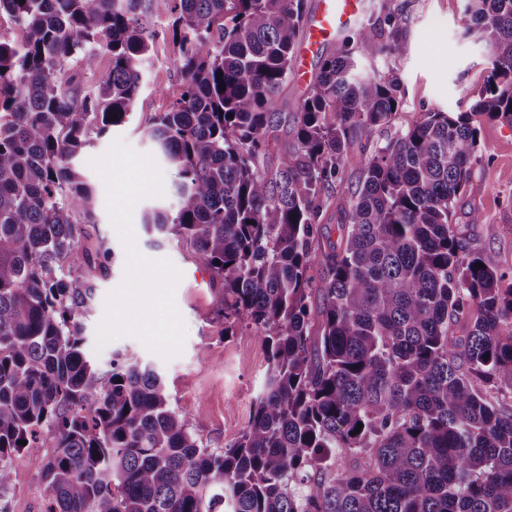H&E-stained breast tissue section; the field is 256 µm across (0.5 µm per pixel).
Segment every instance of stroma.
Returning a JSON list of instances; mask_svg holds the SVG:
<instances>
[{
    "label": "stroma",
    "mask_w": 512,
    "mask_h": 512,
    "mask_svg": "<svg viewBox=\"0 0 512 512\" xmlns=\"http://www.w3.org/2000/svg\"><path fill=\"white\" fill-rule=\"evenodd\" d=\"M405 22L399 34L410 47L400 58L381 53L360 60L362 70L381 76L397 75L402 103L390 126L363 133L347 150L351 164L344 173L346 187H355L359 162L367 149L418 121L424 113L470 112L488 74L490 50L486 42L463 36V0H399ZM145 25L156 37L142 63L143 89L130 118L105 134L90 133L77 167L97 191L100 203L91 224L86 225L79 251L95 268V300L83 319L88 348L100 364L112 353L153 364L161 373L172 406L191 416L192 429L212 449H223L246 425L254 397L265 375L266 351L253 328L239 325L224 333L216 311L220 296L210 285H195L197 265L189 247L173 238L146 233L142 219L153 208L165 211L177 204V176L161 164L163 193L138 201L132 211L135 246L145 257L169 260L179 271L174 300L183 319L186 336L182 350L163 358L149 350L136 336L119 337L97 347L99 324L106 314L108 296L119 287L127 264L126 248L114 228L105 203L107 189L92 168L115 142L140 154H155L145 129L156 114L167 111L180 96L182 76L177 49L165 35L166 18L152 14ZM478 145L466 190L457 202L454 226L469 236L477 249L494 256L500 269L512 275V128L480 114H473ZM478 214L480 223L469 221ZM115 253L114 261L103 258L100 248ZM54 432H44L34 447L21 449L11 459L10 489L0 495L5 512H44L49 495L38 460L55 451Z\"/></svg>",
    "instance_id": "1"
}]
</instances>
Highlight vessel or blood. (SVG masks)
Listing matches in <instances>:
<instances>
[{"label":"vessel or blood","instance_id":"obj_1","mask_svg":"<svg viewBox=\"0 0 512 512\" xmlns=\"http://www.w3.org/2000/svg\"><path fill=\"white\" fill-rule=\"evenodd\" d=\"M363 9V0H320L317 12L310 18L296 61V78L306 82L309 63L327 42L348 32Z\"/></svg>","mask_w":512,"mask_h":512}]
</instances>
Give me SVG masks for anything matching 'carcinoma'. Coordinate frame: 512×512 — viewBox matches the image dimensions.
<instances>
[{
    "instance_id": "cac0c4a2",
    "label": "carcinoma",
    "mask_w": 512,
    "mask_h": 512,
    "mask_svg": "<svg viewBox=\"0 0 512 512\" xmlns=\"http://www.w3.org/2000/svg\"><path fill=\"white\" fill-rule=\"evenodd\" d=\"M304 2L0 0L18 31L0 36V491L18 442L51 430L44 512H512V278L452 224L470 113L512 128V0H465V34L491 53L472 112H426L376 144L338 206V245L315 220L346 150L401 106L397 77L356 63L405 55L404 15L389 0L317 58L293 142L264 171ZM152 13L169 18L183 85L147 131L177 172V207L145 228L210 272L224 335L246 324L266 349L249 420L222 450L153 368L92 363L95 288L73 274L97 207L74 161L133 111ZM101 53L112 68L87 87L67 64Z\"/></svg>"
}]
</instances>
